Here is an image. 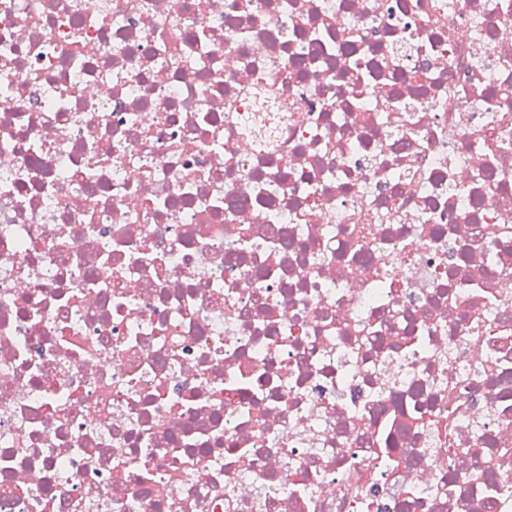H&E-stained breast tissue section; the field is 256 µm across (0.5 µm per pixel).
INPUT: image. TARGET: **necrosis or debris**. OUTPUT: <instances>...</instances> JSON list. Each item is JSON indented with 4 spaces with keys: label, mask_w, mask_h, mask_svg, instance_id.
Returning a JSON list of instances; mask_svg holds the SVG:
<instances>
[{
    "label": "necrosis or debris",
    "mask_w": 512,
    "mask_h": 512,
    "mask_svg": "<svg viewBox=\"0 0 512 512\" xmlns=\"http://www.w3.org/2000/svg\"><path fill=\"white\" fill-rule=\"evenodd\" d=\"M511 223L512 0H0V512H512Z\"/></svg>",
    "instance_id": "obj_1"
}]
</instances>
